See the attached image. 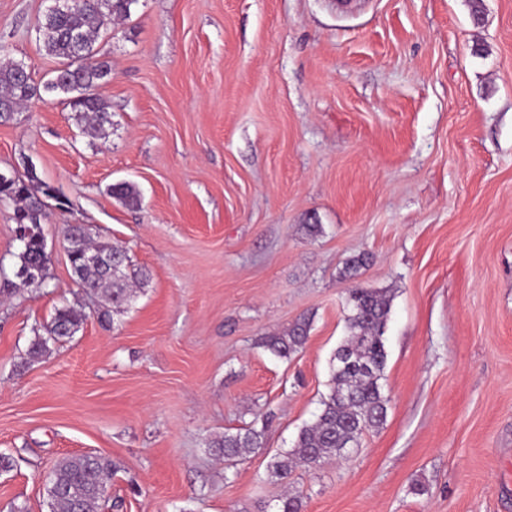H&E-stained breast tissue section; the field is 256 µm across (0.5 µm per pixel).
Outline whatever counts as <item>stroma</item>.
<instances>
[{"label": "stroma", "instance_id": "35a3bbf8", "mask_svg": "<svg viewBox=\"0 0 512 512\" xmlns=\"http://www.w3.org/2000/svg\"><path fill=\"white\" fill-rule=\"evenodd\" d=\"M47 6L0 0V47L38 83L59 65ZM97 47L108 138L54 97L0 122V171L53 190L49 286L0 303V512H50L73 454L111 460L116 512H277L289 489L301 512H512V0L478 24L469 0H138ZM68 224L149 274L110 324L73 281ZM355 286L391 299L386 420L280 481ZM65 304L81 330L26 362ZM303 316L304 347L273 355ZM247 428L264 448L225 466L211 440Z\"/></svg>", "mask_w": 512, "mask_h": 512}]
</instances>
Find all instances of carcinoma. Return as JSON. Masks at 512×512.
<instances>
[{"mask_svg":"<svg viewBox=\"0 0 512 512\" xmlns=\"http://www.w3.org/2000/svg\"><path fill=\"white\" fill-rule=\"evenodd\" d=\"M138 0H82L75 9L54 16L43 14L37 18L36 30L46 32L39 42L46 54L60 60L62 69L55 71L43 85L35 84L32 77L18 73L14 60L0 53V121L13 119L16 107L33 99L44 100V95L62 96L68 101L73 119L85 133L106 136L112 126L110 112L96 93V88L111 74V67L97 59L96 43L112 28V22L130 17ZM32 173L27 178L13 176L7 184H0V203L17 204L15 215L35 214L33 224L37 238L29 241L17 238V270L24 272L15 283L4 279L6 292L20 286L32 290L45 288L47 256L38 242L42 237L41 219L45 216L50 187L38 195ZM112 195L128 207L140 204L141 194L130 182L112 187ZM64 240L70 256L74 282L84 292L102 299L110 312H119L134 298L135 286L144 284L145 273L131 264L125 249L100 236H93L83 226L64 228ZM98 253L115 259L114 271L86 262L85 256ZM347 317L348 335L332 359L329 393L321 400L316 420L304 426L293 446L272 465V473L283 482L296 465L317 467L323 462L344 456L362 436L380 427L386 418L389 399L384 395L380 380L386 365L384 328L391 304L383 293L371 288L356 287L349 290ZM81 310L63 306L55 310L44 332L34 329L35 336L27 351L28 359H39L49 351V343H60L75 336L83 324ZM310 323L305 317L298 319L288 331L271 336L266 347L278 357H288L305 344ZM210 447L226 461L239 462L264 447V433L250 428L226 433L211 441ZM112 479V461L94 454L71 455L56 464L47 495L51 512H103V486Z\"/></svg>","mask_w":512,"mask_h":512,"instance_id":"cac0c4a2","label":"carcinoma"}]
</instances>
